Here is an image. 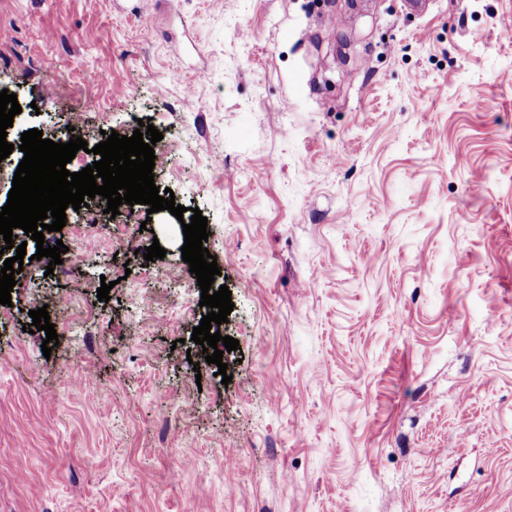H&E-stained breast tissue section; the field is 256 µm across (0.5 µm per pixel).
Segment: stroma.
I'll return each instance as SVG.
<instances>
[{"label":"stroma","mask_w":512,"mask_h":512,"mask_svg":"<svg viewBox=\"0 0 512 512\" xmlns=\"http://www.w3.org/2000/svg\"><path fill=\"white\" fill-rule=\"evenodd\" d=\"M404 2L0 0L13 135L63 137L89 98L88 145L151 120L154 183L207 218L239 342L223 383L169 211H69L44 240L64 269L14 231L0 512H512V0Z\"/></svg>","instance_id":"35a3bbf8"}]
</instances>
